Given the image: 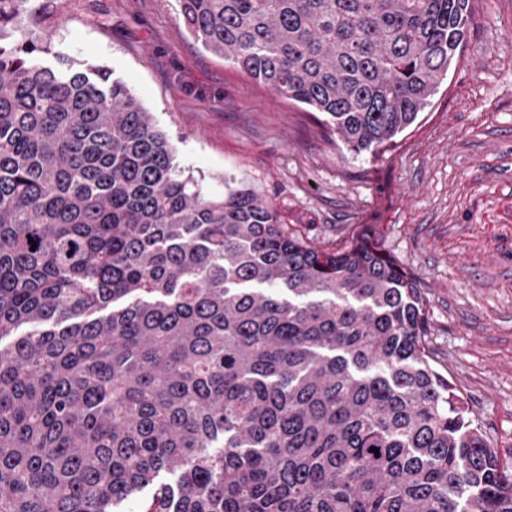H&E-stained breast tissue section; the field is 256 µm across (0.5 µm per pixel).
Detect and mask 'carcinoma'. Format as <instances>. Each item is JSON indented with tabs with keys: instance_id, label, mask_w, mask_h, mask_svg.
<instances>
[{
	"instance_id": "carcinoma-1",
	"label": "carcinoma",
	"mask_w": 512,
	"mask_h": 512,
	"mask_svg": "<svg viewBox=\"0 0 512 512\" xmlns=\"http://www.w3.org/2000/svg\"><path fill=\"white\" fill-rule=\"evenodd\" d=\"M0 512H512V468L430 364L425 293L365 237L184 175L110 70L5 41ZM189 32L355 156L412 126L470 0H178ZM376 448L375 454L370 448Z\"/></svg>"
}]
</instances>
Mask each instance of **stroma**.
Returning a JSON list of instances; mask_svg holds the SVG:
<instances>
[{
	"label": "stroma",
	"instance_id": "obj_1",
	"mask_svg": "<svg viewBox=\"0 0 512 512\" xmlns=\"http://www.w3.org/2000/svg\"><path fill=\"white\" fill-rule=\"evenodd\" d=\"M13 40L38 60L108 68L209 193L270 197L310 244L358 234L428 299L427 343L490 447L512 463V0H472L462 59L381 156L354 157L317 112L187 30L177 0H28Z\"/></svg>",
	"mask_w": 512,
	"mask_h": 512
}]
</instances>
